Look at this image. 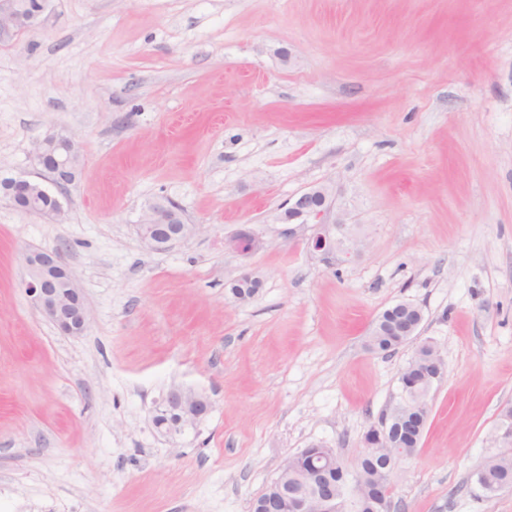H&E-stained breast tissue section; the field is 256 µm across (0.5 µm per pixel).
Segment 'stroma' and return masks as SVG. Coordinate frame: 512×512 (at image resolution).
Listing matches in <instances>:
<instances>
[{
  "instance_id": "35a3bbf8",
  "label": "stroma",
  "mask_w": 512,
  "mask_h": 512,
  "mask_svg": "<svg viewBox=\"0 0 512 512\" xmlns=\"http://www.w3.org/2000/svg\"><path fill=\"white\" fill-rule=\"evenodd\" d=\"M50 131L81 155L64 215L0 199V512H248L308 445L352 460L422 342L445 375L391 512H512L475 480L512 406V0H50L0 35V176ZM322 184L357 242L332 266L279 221ZM157 196L200 230L149 251ZM245 227L264 249H225ZM56 247L79 337L24 287ZM398 302L416 341L372 351ZM174 388L213 408L170 437ZM406 302H399L392 307L386 309L377 319L369 340L371 349L378 352H388L407 344L414 336L417 329L422 323L423 313L413 303H407L405 309L408 313H412L410 318L405 322L401 332L406 336H399L394 329L396 324L395 307Z\"/></svg>"
}]
</instances>
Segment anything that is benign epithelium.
<instances>
[{
  "label": "benign epithelium",
  "mask_w": 512,
  "mask_h": 512,
  "mask_svg": "<svg viewBox=\"0 0 512 512\" xmlns=\"http://www.w3.org/2000/svg\"><path fill=\"white\" fill-rule=\"evenodd\" d=\"M45 5L46 0H41L39 9L30 14L20 11L16 0H0V33L32 29L43 14ZM34 159L39 177L49 180L59 191L65 192L77 183L80 154L73 136L59 131L47 133L37 142ZM35 184L36 180L29 176L1 177L0 195L16 209L30 213ZM331 209L329 189L317 186L288 201V214L280 216L283 224H304L310 228L309 248L326 263L332 262L335 253L347 250L344 240L336 235V226L328 221ZM197 230L198 225L183 222L177 209L151 203L143 207L138 225L141 242L151 251L169 248L194 235ZM225 245L240 255L249 256L263 249L265 242L256 232L242 230L225 239ZM24 260L27 271L25 288L39 311L62 334L84 335L89 324L88 310L76 277L64 259L63 249L32 250L25 254ZM405 309L411 316L403 325L402 333L412 336L422 323L423 313L412 303L405 305ZM211 409L212 403L207 397L173 389L163 404L155 409L153 420L157 429L174 436L206 417ZM390 434L385 426L364 438L360 454H375L382 437ZM340 464L341 460L333 452L312 463L315 490L311 497L294 502L295 512H341L336 486L331 482V474Z\"/></svg>",
  "instance_id": "benign-epithelium-1"
}]
</instances>
